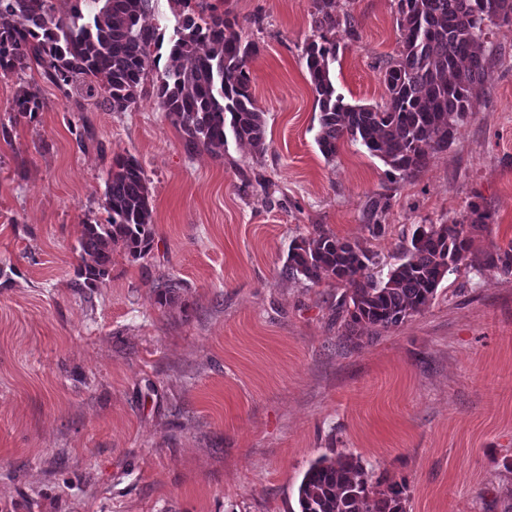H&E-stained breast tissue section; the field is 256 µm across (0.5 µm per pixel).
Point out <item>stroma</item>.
<instances>
[{"instance_id": "obj_1", "label": "stroma", "mask_w": 512, "mask_h": 512, "mask_svg": "<svg viewBox=\"0 0 512 512\" xmlns=\"http://www.w3.org/2000/svg\"><path fill=\"white\" fill-rule=\"evenodd\" d=\"M212 2L261 45L248 64L261 157L233 140L187 149L148 94L106 112L81 90L77 112L39 72L0 75V121L22 82L47 102L0 139V512H296L310 464L339 453L404 485L407 512H512V274L460 267L424 312L349 343L343 288L283 273L318 225L385 277L417 224L461 216L475 195L490 228L474 253L512 240V26L490 34L496 62L455 140L406 179L356 142L319 152L311 0ZM348 9L336 90L375 105L396 5ZM116 153L150 180L154 247L114 251L109 276L77 288ZM378 193L392 207L375 239ZM167 278L185 282L181 305L156 304ZM391 199L392 197L386 194H375L367 201V215L369 221H372V224H368V227L374 238L381 236L384 231L379 218L390 209Z\"/></svg>"}]
</instances>
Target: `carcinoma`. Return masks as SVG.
<instances>
[{
  "mask_svg": "<svg viewBox=\"0 0 512 512\" xmlns=\"http://www.w3.org/2000/svg\"><path fill=\"white\" fill-rule=\"evenodd\" d=\"M60 11L53 0H0V74L37 68L65 90L76 82L97 91L98 106L124 112L146 92L180 129L186 145L220 154L232 137L261 154L266 149L264 113L250 92L247 64L259 42L242 35L238 18L208 0H173L175 20L167 45L169 64L149 77L164 34L144 23L152 0H70ZM400 50L380 65L385 100L352 105L336 93L333 64L340 26L356 36L342 0H313L312 34L302 59L320 112L316 138L325 159L336 157L343 139L358 142L403 178H412L429 156L448 149L472 111L475 91L488 79L493 57L485 44L493 27L512 25V0H396ZM36 85L20 88L10 109L15 125L42 111ZM107 223L83 225L77 288H93L109 275L112 251L132 257L154 243L149 180L132 155L111 158L104 190ZM391 196L376 194L366 204L371 235H382L379 218ZM489 215L479 203L441 224H422L411 237L404 261L378 279L369 272V250L320 227L292 242L284 273L313 284L346 288V338L390 329L425 311L445 275L467 263L512 273V240L483 257L469 259L473 232ZM184 283L155 286L161 306L175 303ZM405 487L379 490L362 460L351 454L321 457L298 487L299 512H406Z\"/></svg>",
  "mask_w": 512,
  "mask_h": 512,
  "instance_id": "1",
  "label": "carcinoma"
}]
</instances>
